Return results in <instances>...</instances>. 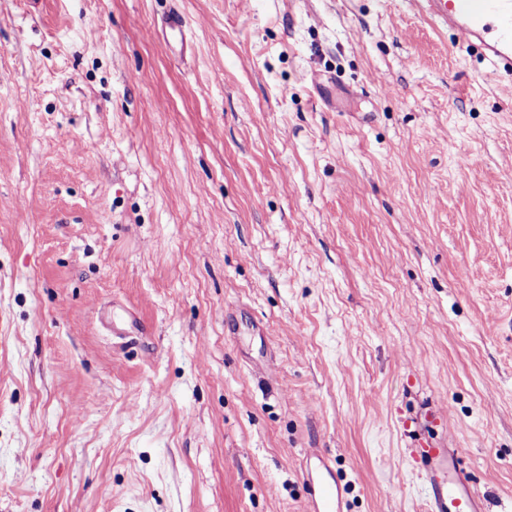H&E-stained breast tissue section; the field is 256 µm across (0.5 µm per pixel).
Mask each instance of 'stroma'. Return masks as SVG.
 <instances>
[{
	"mask_svg": "<svg viewBox=\"0 0 512 512\" xmlns=\"http://www.w3.org/2000/svg\"><path fill=\"white\" fill-rule=\"evenodd\" d=\"M487 71L406 0H0V512H313L314 448L430 512L421 440L512 512Z\"/></svg>",
	"mask_w": 512,
	"mask_h": 512,
	"instance_id": "obj_1",
	"label": "stroma"
}]
</instances>
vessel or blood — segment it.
<instances>
[{"instance_id": "vessel-or-blood-1", "label": "vessel or blood", "mask_w": 512, "mask_h": 512, "mask_svg": "<svg viewBox=\"0 0 512 512\" xmlns=\"http://www.w3.org/2000/svg\"><path fill=\"white\" fill-rule=\"evenodd\" d=\"M435 28L452 31L462 47L480 48L495 76H512V0H408ZM427 462L437 512H485L484 500L460 475L456 448H417ZM314 512H345L334 478L312 481Z\"/></svg>"}]
</instances>
